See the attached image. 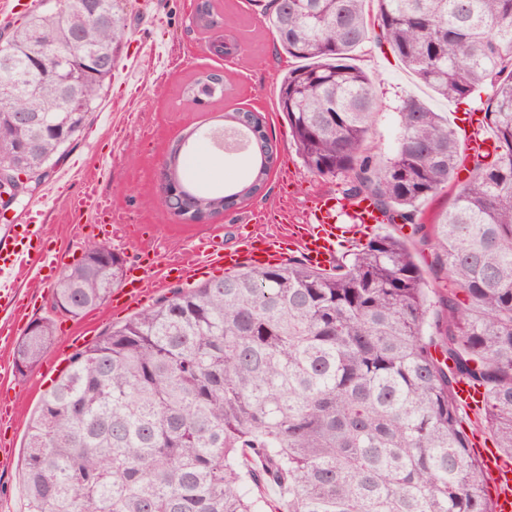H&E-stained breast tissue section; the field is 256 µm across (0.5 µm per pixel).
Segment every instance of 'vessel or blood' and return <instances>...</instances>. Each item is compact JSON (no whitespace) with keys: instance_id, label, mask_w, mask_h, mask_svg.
I'll list each match as a JSON object with an SVG mask.
<instances>
[{"instance_id":"b4317fda","label":"vessel or blood","mask_w":512,"mask_h":512,"mask_svg":"<svg viewBox=\"0 0 512 512\" xmlns=\"http://www.w3.org/2000/svg\"><path fill=\"white\" fill-rule=\"evenodd\" d=\"M100 174H93L84 182L82 192L70 203L75 223L84 217L93 216L103 222H111L112 210L100 191ZM43 209H29L14 224L0 232V316L9 317L19 311V290L16 277L20 269L28 264L60 262L59 254L53 253L44 231ZM351 223L337 221L336 207L329 196L314 199L308 221L297 232L296 242L306 263L315 268L332 266L337 258L336 245L340 237L357 233L360 226L379 224L382 214L360 203L350 209ZM277 242L249 233L240 236L234 248H224L216 242L198 247L193 259L176 261L163 270L164 277L191 279L204 269L224 267L234 269L243 265H266L271 259L281 258ZM145 274L128 271L120 288L112 293V302L120 308L142 304L149 296ZM475 452L480 457L494 481V512H512V461L502 456L497 449L487 447L484 440H476Z\"/></svg>"}]
</instances>
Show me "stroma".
Masks as SVG:
<instances>
[{"label":"stroma","instance_id":"35a3bbf8","mask_svg":"<svg viewBox=\"0 0 512 512\" xmlns=\"http://www.w3.org/2000/svg\"><path fill=\"white\" fill-rule=\"evenodd\" d=\"M224 16L231 18L230 36L236 38V56L222 59L208 49L209 36L195 21L197 0H126V41L121 60L112 75L97 112L72 145L70 155L50 173L45 184L10 215H0V226L12 223L16 214L49 197L45 230L64 253L66 264L76 263L91 243H104L124 260L137 266L143 252L154 255L156 266L147 273L154 298L170 296L176 280H162L161 266L191 254L194 246L216 240L231 245L240 229L249 226L262 211L287 208L291 224H263L260 233L286 240L292 224L303 223L310 200L319 194L341 196L343 180L311 173L292 139L288 122L277 110L282 78L299 64L273 39L269 0H220ZM355 65L377 75L379 111L370 132V146L377 157L391 154L397 135L396 109L401 99L415 96L433 111L447 113L455 128H463L467 114L481 107L479 95L449 101L419 84L389 47L367 42L353 56ZM224 76L222 99L203 105L188 103L186 84L201 74ZM261 113L277 153L262 192L245 204L224 212L205 224L181 222L160 202V173L174 140L215 116L236 109ZM87 158L91 166H104L107 174L101 190L112 203L119 223L99 231L92 224L74 223L68 208L71 197L83 187L82 174L72 170L74 156ZM188 169L203 189L223 191L231 183L248 182L252 157L246 153L219 155L203 142L193 146ZM23 301L22 327L50 318L55 336L39 363L26 373L14 367L16 337L0 338V512H24L22 472L26 431L48 389L44 378L60 375L61 362L73 335L94 341L112 325L127 320V313L104 305L74 319L53 310L54 280L44 279L37 267L28 266L17 276Z\"/></svg>","mask_w":512,"mask_h":512}]
</instances>
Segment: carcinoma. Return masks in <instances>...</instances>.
Returning a JSON list of instances; mask_svg holds the SVG:
<instances>
[{"label":"carcinoma","mask_w":512,"mask_h":512,"mask_svg":"<svg viewBox=\"0 0 512 512\" xmlns=\"http://www.w3.org/2000/svg\"><path fill=\"white\" fill-rule=\"evenodd\" d=\"M67 0L27 17L0 54L9 105L57 116L63 89L28 70L31 40L65 51L71 32L74 100L85 127L120 61L123 0H101L104 23ZM272 34L306 61L280 83L278 105L306 168L343 177L345 199H368L413 226L435 290L405 240L380 235L329 269L306 263L244 266L177 288L76 352L27 430L26 512H281L257 493L273 484L288 512H493L490 477L454 396L461 380L484 390L482 419L512 458V0H270ZM386 44L424 86L448 99L488 87L481 124L493 150L467 153L448 119L415 98L397 112L391 157L367 142L379 107L376 79L347 63L369 39ZM112 55V68L91 63ZM224 96L198 78L184 96ZM238 125L256 163L272 150L260 116ZM40 125L0 112V171L18 153L37 178L68 153ZM181 196L160 187L174 214L196 199L246 202L241 186ZM456 193L432 224L418 205L448 182ZM124 261L93 244L65 268L54 308L73 317L104 305ZM464 297H459V294ZM54 336L34 322L14 348L32 368Z\"/></svg>","instance_id":"obj_1"}]
</instances>
